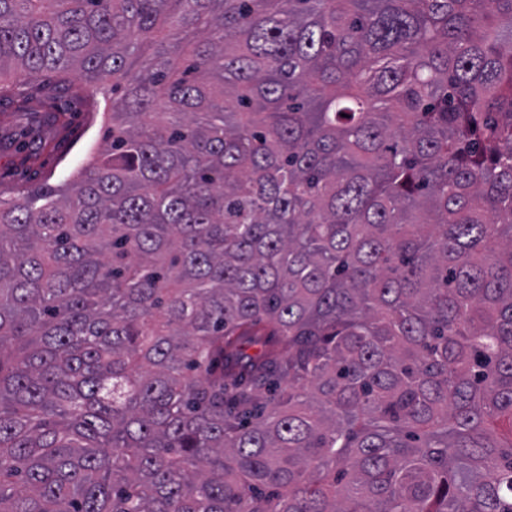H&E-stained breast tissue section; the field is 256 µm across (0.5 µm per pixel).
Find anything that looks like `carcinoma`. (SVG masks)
<instances>
[{
  "mask_svg": "<svg viewBox=\"0 0 512 512\" xmlns=\"http://www.w3.org/2000/svg\"><path fill=\"white\" fill-rule=\"evenodd\" d=\"M11 63L112 125L0 196V512H512V0H0Z\"/></svg>",
  "mask_w": 512,
  "mask_h": 512,
  "instance_id": "carcinoma-1",
  "label": "carcinoma"
}]
</instances>
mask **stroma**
Wrapping results in <instances>:
<instances>
[{"instance_id": "35a3bbf8", "label": "stroma", "mask_w": 512, "mask_h": 512, "mask_svg": "<svg viewBox=\"0 0 512 512\" xmlns=\"http://www.w3.org/2000/svg\"><path fill=\"white\" fill-rule=\"evenodd\" d=\"M80 84L72 72L63 85L52 81L27 84L33 105L56 111L57 118L42 124V147L37 155L0 148V195L10 197L44 183L60 185L81 166L88 149L104 146V102L85 95Z\"/></svg>"}]
</instances>
